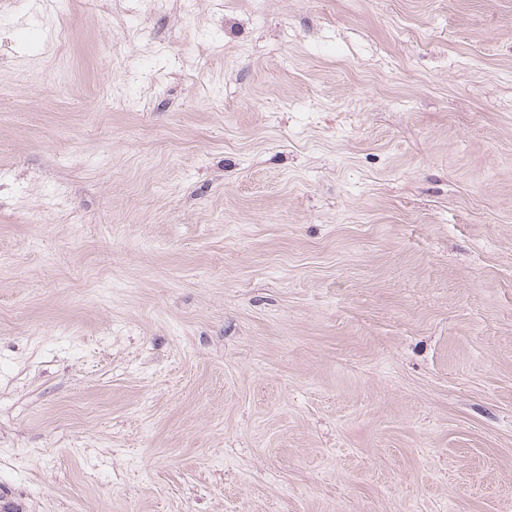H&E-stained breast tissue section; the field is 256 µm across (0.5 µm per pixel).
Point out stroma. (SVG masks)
Here are the masks:
<instances>
[{
  "label": "stroma",
  "instance_id": "obj_1",
  "mask_svg": "<svg viewBox=\"0 0 512 512\" xmlns=\"http://www.w3.org/2000/svg\"><path fill=\"white\" fill-rule=\"evenodd\" d=\"M0 512H512V0H12Z\"/></svg>",
  "mask_w": 512,
  "mask_h": 512
}]
</instances>
